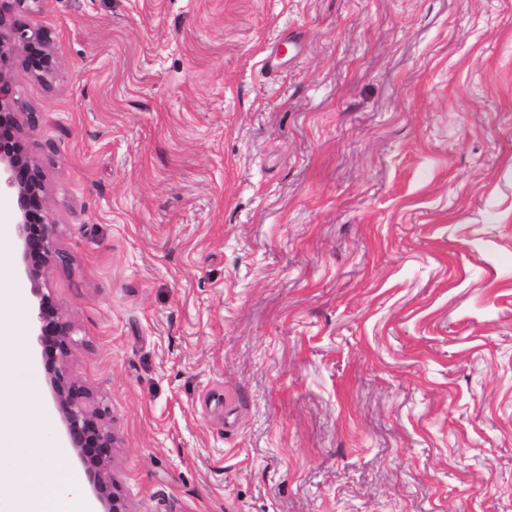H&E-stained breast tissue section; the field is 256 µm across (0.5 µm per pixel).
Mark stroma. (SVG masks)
<instances>
[{"mask_svg":"<svg viewBox=\"0 0 512 512\" xmlns=\"http://www.w3.org/2000/svg\"><path fill=\"white\" fill-rule=\"evenodd\" d=\"M17 20L57 61L9 69L61 254L41 286L129 512H512V0ZM35 303L0 242L16 407L81 487Z\"/></svg>","mask_w":512,"mask_h":512,"instance_id":"1","label":"stroma"}]
</instances>
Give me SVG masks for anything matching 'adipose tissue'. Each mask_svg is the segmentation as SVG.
<instances>
[{
	"label": "adipose tissue",
	"mask_w": 512,
	"mask_h": 512,
	"mask_svg": "<svg viewBox=\"0 0 512 512\" xmlns=\"http://www.w3.org/2000/svg\"><path fill=\"white\" fill-rule=\"evenodd\" d=\"M46 428L15 422L0 432V470L13 480L16 512H94L93 503L68 495L72 476L50 459Z\"/></svg>",
	"instance_id": "ef3b65f1"
}]
</instances>
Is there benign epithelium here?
I'll use <instances>...</instances> for the list:
<instances>
[{
    "instance_id": "1",
    "label": "benign epithelium",
    "mask_w": 512,
    "mask_h": 512,
    "mask_svg": "<svg viewBox=\"0 0 512 512\" xmlns=\"http://www.w3.org/2000/svg\"><path fill=\"white\" fill-rule=\"evenodd\" d=\"M39 2L0 0V194L11 202L23 272L33 283L45 278L55 261L54 229L46 212L43 172L21 145L24 138L21 112L15 85L4 64L19 60L40 79L56 73L51 34L23 26L15 19ZM34 330L47 365L56 410L70 448L92 485L99 512H128L110 472L115 436L105 412L90 408L89 389L67 371L72 327L55 299L44 292L39 293Z\"/></svg>"
}]
</instances>
